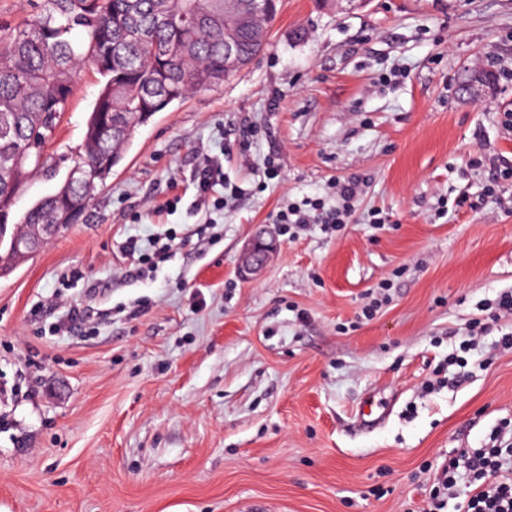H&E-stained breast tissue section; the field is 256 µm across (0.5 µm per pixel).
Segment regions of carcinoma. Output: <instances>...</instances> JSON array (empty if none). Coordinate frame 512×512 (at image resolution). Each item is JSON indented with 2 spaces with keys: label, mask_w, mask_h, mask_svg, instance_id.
<instances>
[{
  "label": "carcinoma",
  "mask_w": 512,
  "mask_h": 512,
  "mask_svg": "<svg viewBox=\"0 0 512 512\" xmlns=\"http://www.w3.org/2000/svg\"><path fill=\"white\" fill-rule=\"evenodd\" d=\"M82 38L71 37L74 29ZM247 60L266 39L238 34ZM103 78L83 140L84 172L13 225L59 224L60 199L88 207L122 160L132 130L192 91L224 82V0H39L32 18L0 26V201H16L74 94L85 62Z\"/></svg>",
  "instance_id": "cac0c4a2"
}]
</instances>
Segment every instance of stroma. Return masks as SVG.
I'll return each instance as SVG.
<instances>
[{"mask_svg":"<svg viewBox=\"0 0 512 512\" xmlns=\"http://www.w3.org/2000/svg\"><path fill=\"white\" fill-rule=\"evenodd\" d=\"M474 70L492 81L463 89ZM102 82L80 71L47 148L56 171L25 181L11 221L66 178ZM509 113L512 0H282L249 66L135 128L82 219L0 278V512H421L444 458L512 419V316L423 390L480 304L512 290V181L433 217L438 197L488 184L472 158L512 160ZM217 148L241 196L156 275L128 276L127 236L193 229L190 198L153 206ZM354 176L353 223L280 237L239 276L286 199ZM373 208L389 223H365ZM387 280L390 302L363 318ZM72 306L89 332L41 334ZM373 400L385 418L366 429ZM278 242L275 237L260 235L252 239L243 249L238 273L244 278L256 276L265 267L272 255L277 251Z\"/></svg>","mask_w":512,"mask_h":512,"instance_id":"obj_1","label":"stroma"}]
</instances>
